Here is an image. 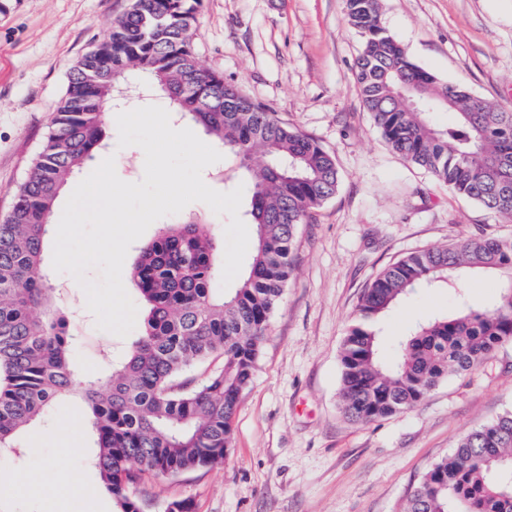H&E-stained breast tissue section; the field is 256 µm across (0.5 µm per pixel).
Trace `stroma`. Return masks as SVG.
I'll list each match as a JSON object with an SVG mask.
<instances>
[{
    "mask_svg": "<svg viewBox=\"0 0 512 512\" xmlns=\"http://www.w3.org/2000/svg\"><path fill=\"white\" fill-rule=\"evenodd\" d=\"M131 0H0V217L36 160L68 75L108 34ZM381 22L412 59L440 80L512 110V0H381ZM200 61L254 102L314 137L340 173L334 197L302 225L296 267L260 344L253 378L233 422L234 446L221 465L175 477L144 475L134 487L141 512L187 499L192 512H403L429 467L459 440L512 411V344L468 374L433 388L413 409L367 424L341 411L340 355L360 299L386 267L410 253L458 238L512 240L481 205L450 192L397 156L354 87L359 39L346 0H201L193 34ZM107 147L71 178L78 185L114 158L122 180H142L145 155ZM203 219L217 242L228 215L193 202L144 232ZM43 272L75 336L72 366L83 380L108 372L138 339L99 330L74 278ZM450 288L422 290L386 315L383 352L392 355L408 325L456 314ZM75 395L56 400L0 456V512H114L85 460L88 427ZM76 475L79 487L62 481Z\"/></svg>",
    "mask_w": 512,
    "mask_h": 512,
    "instance_id": "obj_1",
    "label": "stroma"
}]
</instances>
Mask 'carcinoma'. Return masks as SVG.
<instances>
[{"mask_svg": "<svg viewBox=\"0 0 512 512\" xmlns=\"http://www.w3.org/2000/svg\"><path fill=\"white\" fill-rule=\"evenodd\" d=\"M200 0H132L109 35L72 68L38 158L0 221V453L58 398L78 393L92 413L88 465L116 512H140L132 487L150 472L176 476L223 463L232 418L251 381L273 311L293 272L299 226L335 196L336 160L198 60ZM360 39L356 91L391 149L512 223V111L444 83L415 63L383 26L379 0H347ZM143 75L180 115L250 174L247 214L256 239L237 288L217 287L220 247L195 222L169 224L140 249L131 277L144 329L106 379L82 384L68 361L72 334L42 273L59 191L105 147L109 90ZM446 112L448 125L434 114ZM265 162L253 168L250 161ZM512 272V240L470 238L412 253L364 292L341 353L340 405L353 421L413 409L449 375L512 342V279L492 306L410 326L387 360L376 325L414 290L465 288L474 273ZM220 354V370L181 378ZM404 512H512V412L463 436L428 469Z\"/></svg>", "mask_w": 512, "mask_h": 512, "instance_id": "cac0c4a2", "label": "carcinoma"}]
</instances>
